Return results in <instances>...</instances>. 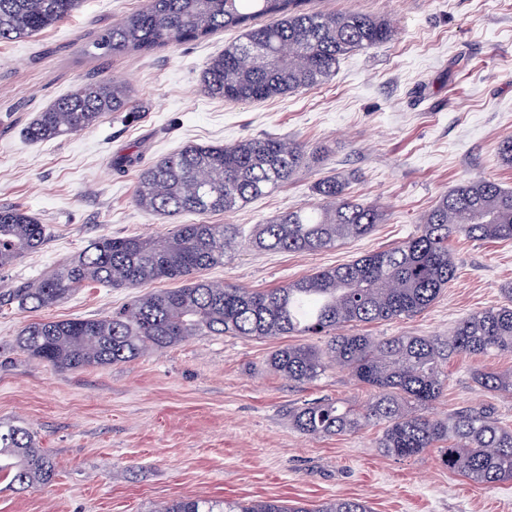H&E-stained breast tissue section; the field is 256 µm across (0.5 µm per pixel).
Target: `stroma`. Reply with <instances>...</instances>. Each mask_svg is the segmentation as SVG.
<instances>
[{"label":"stroma","instance_id":"1","mask_svg":"<svg viewBox=\"0 0 512 512\" xmlns=\"http://www.w3.org/2000/svg\"><path fill=\"white\" fill-rule=\"evenodd\" d=\"M146 0H84L80 11L41 33L0 42V206L18 205L47 224L37 253L0 272V290L58 267L94 238L160 235L176 223L233 224L250 231L269 217L314 203L320 177L349 178L354 195L384 217L368 236L314 253L254 250L241 240L206 280L266 289L392 246L454 186L480 177L512 188L497 148L512 135V0H311L312 9L395 19L389 42L344 56L321 87L263 102L210 96L201 75L239 35L169 44L146 54L101 56L97 34ZM119 79L132 88L128 111L93 129L33 142L38 112L79 85ZM257 136L324 147L292 180L221 214L172 219L134 203L139 169L187 144ZM135 158L117 172V155ZM458 275L423 314L368 326L372 336L447 338L470 313L502 304L512 282V242L453 243ZM134 288H84L43 319L111 314ZM31 313L0 307V422L37 433L56 476L44 487L0 490V512H159L168 501L280 499L306 506L360 498L371 512H512V481L480 485L440 466L435 451L398 460L377 442L382 426L312 439L288 420L318 398L364 400L348 371L294 382L268 365L292 336H198L105 367L61 372L16 346ZM472 363L450 356L444 394L428 412L494 408L512 426V393L480 390Z\"/></svg>","mask_w":512,"mask_h":512}]
</instances>
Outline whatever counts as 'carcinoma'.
Wrapping results in <instances>:
<instances>
[{"mask_svg":"<svg viewBox=\"0 0 512 512\" xmlns=\"http://www.w3.org/2000/svg\"><path fill=\"white\" fill-rule=\"evenodd\" d=\"M83 0H0V41L31 37L78 10ZM309 0H148L95 41L105 54L148 53L171 43L199 41L218 30H240L202 74L206 91L235 102H258L324 85L346 54L390 41L393 22L348 11L327 14ZM269 23L255 24L259 18ZM128 83L112 79L80 85L38 113L27 127L33 140H50L97 126L111 112L127 110ZM320 150L282 137L243 139L232 145L189 144L139 170L136 205L176 217L224 213L287 183ZM318 202L258 225L259 251L317 252L370 234L381 207L350 196L340 177L317 180ZM512 240V191L479 178L442 195L418 219L405 241L355 260L323 268L278 288L219 285L199 273L224 264L238 245L232 224H179L156 236L102 235L73 259L40 278L0 294V307L38 312L92 285L135 288L167 280L181 283L136 297L107 316L35 319L16 343L57 370L108 366L159 351L195 336H326L325 348L309 344L276 350L272 370L309 381L337 365L369 396L356 408L324 399L288 411L309 438L384 425L377 447L397 459L433 448L449 472L475 483L512 480V428L484 406L445 419L424 414L447 387L442 362L512 352V283L501 288L507 303L461 319L442 345L429 336L375 338L344 334L346 327L413 317L428 310L454 280L457 265L448 242ZM47 225L19 206L0 207V271L42 249ZM487 392L512 393V369H476ZM54 465L34 432L0 422V482L26 489L50 483ZM158 512H371L361 499L334 498L314 509L282 500L242 505L230 500L179 498Z\"/></svg>","mask_w":512,"mask_h":512,"instance_id":"cac0c4a2","label":"carcinoma"}]
</instances>
